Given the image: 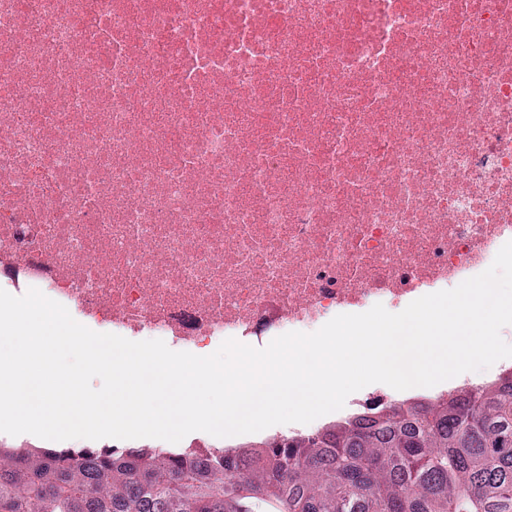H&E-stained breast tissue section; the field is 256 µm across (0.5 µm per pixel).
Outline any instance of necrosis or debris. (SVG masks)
Listing matches in <instances>:
<instances>
[{"label":"necrosis or debris","instance_id":"4bbe7bcc","mask_svg":"<svg viewBox=\"0 0 512 512\" xmlns=\"http://www.w3.org/2000/svg\"><path fill=\"white\" fill-rule=\"evenodd\" d=\"M512 241V0H0V279L199 354Z\"/></svg>","mask_w":512,"mask_h":512}]
</instances>
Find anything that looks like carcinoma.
Masks as SVG:
<instances>
[{
    "label": "carcinoma",
    "instance_id": "carcinoma-1",
    "mask_svg": "<svg viewBox=\"0 0 512 512\" xmlns=\"http://www.w3.org/2000/svg\"><path fill=\"white\" fill-rule=\"evenodd\" d=\"M0 512H512V373L210 459L0 440Z\"/></svg>",
    "mask_w": 512,
    "mask_h": 512
}]
</instances>
